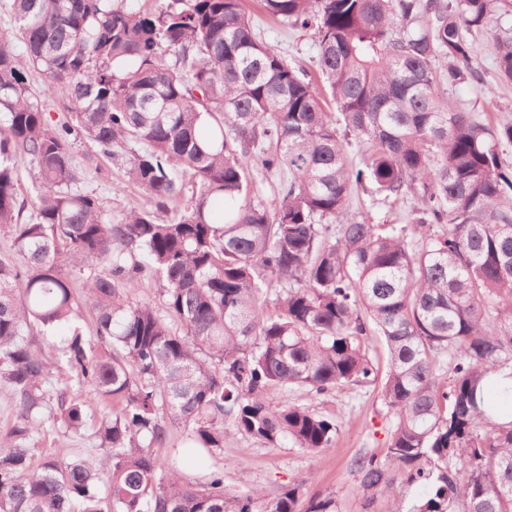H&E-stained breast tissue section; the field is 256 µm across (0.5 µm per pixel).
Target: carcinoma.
<instances>
[{
    "label": "carcinoma",
    "mask_w": 512,
    "mask_h": 512,
    "mask_svg": "<svg viewBox=\"0 0 512 512\" xmlns=\"http://www.w3.org/2000/svg\"><path fill=\"white\" fill-rule=\"evenodd\" d=\"M260 2L312 32L319 79L263 39L248 0H11L0 512H338L332 493L298 510L299 484L274 499L228 490L224 426L316 453L336 416L288 395L371 385L390 432L384 456L355 461L364 508L402 512L401 481L431 488L407 512H512V414L484 408L488 384L512 378V118L491 126L448 98L482 81L467 35L494 22L495 70L512 83L505 0ZM35 74L67 103L61 120ZM73 135L130 154L145 205L114 220L79 189ZM358 192L371 208L416 205L374 224L348 216ZM67 269L85 275L79 297ZM135 283L158 285L159 302L128 300ZM61 323L73 330L57 346ZM174 423L177 455L205 462L191 480L154 453ZM61 429L80 447L34 464ZM32 89L36 92L38 99L45 105L46 112L49 113V117L54 121H59L64 113H66V109L63 106V103L57 97L51 95L50 93H43V81L39 76L32 77Z\"/></svg>",
    "instance_id": "cac0c4a2"
}]
</instances>
